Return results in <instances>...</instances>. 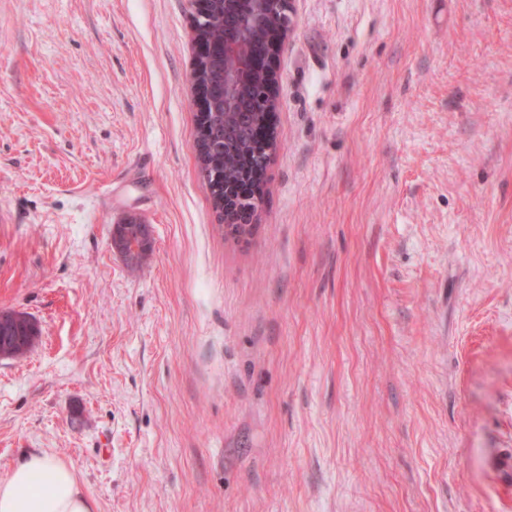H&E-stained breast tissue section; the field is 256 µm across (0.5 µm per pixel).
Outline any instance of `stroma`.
Masks as SVG:
<instances>
[{
  "instance_id": "1",
  "label": "stroma",
  "mask_w": 512,
  "mask_h": 512,
  "mask_svg": "<svg viewBox=\"0 0 512 512\" xmlns=\"http://www.w3.org/2000/svg\"><path fill=\"white\" fill-rule=\"evenodd\" d=\"M250 234L192 0H0V479L93 512H512V0H291ZM137 217L130 272L113 227ZM193 44L195 46V54H194V61L192 65V82L193 85L196 88L199 87L200 81L199 77L201 75V70L209 65V62L211 60L210 57V49L211 46L206 43L204 39L196 38L193 40ZM220 78L219 64H217L215 70L209 69L203 79L204 87L210 97L215 100L218 112H215L211 100L206 98L202 91H196L194 106L197 114L201 115L199 112L203 114L207 112L205 122L208 130L210 132L215 130L219 133L210 144L205 143L206 150L204 154H201V152L197 150V158L202 173L203 171H208L206 181L211 192L213 207L217 213L219 223H221L220 211L224 210V215L222 214L224 230L229 232L230 227L228 224H245L249 219L251 221L253 217L249 218L248 215L240 212L237 207L228 205L224 198V185L225 187L227 185L231 188V185L242 179L244 173L264 167V160L266 158L265 152H269L268 143L272 134L269 122L271 113L274 112L276 107L266 108L265 123H263L265 112H249L248 110H242L241 112L244 114L241 118V125H245L246 129L250 120V124L253 128L249 134L241 131L237 135L229 137L233 135V130L239 127V117L241 113L221 112L222 107L219 93ZM248 113H250L248 117L249 120L247 119ZM263 124H265L267 128V139L263 143L265 152L259 153L258 151L261 150L256 146L252 131L255 127H260ZM224 125L227 127L225 128ZM225 136L229 137L226 142L224 141ZM214 172H217L219 176V179L215 182L212 179ZM40 331L36 334L29 332L26 321L22 320L18 323H13L11 327L4 328L0 325V343L1 350L0 357H7L13 359H21L32 351L38 344ZM37 477L51 487L42 493ZM0 512H93V505L69 464L46 453L31 452L0 479Z\"/></svg>"
}]
</instances>
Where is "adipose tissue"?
Segmentation results:
<instances>
[{
  "instance_id": "1",
  "label": "adipose tissue",
  "mask_w": 512,
  "mask_h": 512,
  "mask_svg": "<svg viewBox=\"0 0 512 512\" xmlns=\"http://www.w3.org/2000/svg\"><path fill=\"white\" fill-rule=\"evenodd\" d=\"M44 478L51 487L42 493L34 485ZM0 512H93V505L69 464L33 452L0 479Z\"/></svg>"
}]
</instances>
